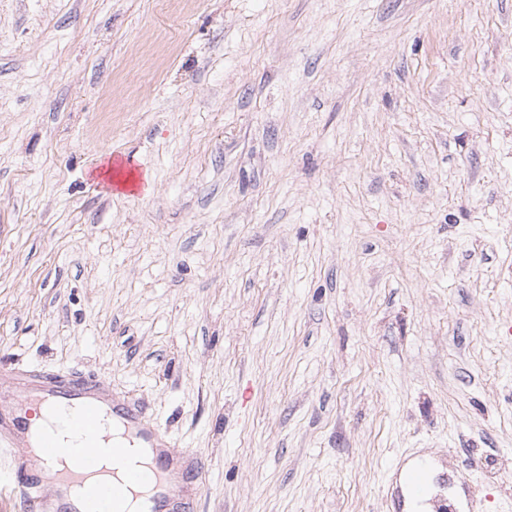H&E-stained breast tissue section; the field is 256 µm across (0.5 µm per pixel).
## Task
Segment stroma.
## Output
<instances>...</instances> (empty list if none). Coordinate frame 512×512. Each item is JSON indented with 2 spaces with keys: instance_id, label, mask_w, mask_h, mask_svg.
I'll use <instances>...</instances> for the list:
<instances>
[{
  "instance_id": "1",
  "label": "stroma",
  "mask_w": 512,
  "mask_h": 512,
  "mask_svg": "<svg viewBox=\"0 0 512 512\" xmlns=\"http://www.w3.org/2000/svg\"><path fill=\"white\" fill-rule=\"evenodd\" d=\"M94 376L199 512L512 496V0H0V365ZM447 481L443 461L425 457L419 450L400 457L384 478L391 512H428L420 506L427 501L431 485H445ZM455 495L459 501L466 506L465 511L458 512H477L487 497L483 495L478 481L474 480L470 473L460 472L459 480L455 485Z\"/></svg>"
}]
</instances>
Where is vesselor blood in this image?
Returning <instances> with one entry per match:
<instances>
[{
    "label": "vessel or blood",
    "mask_w": 512,
    "mask_h": 512,
    "mask_svg": "<svg viewBox=\"0 0 512 512\" xmlns=\"http://www.w3.org/2000/svg\"><path fill=\"white\" fill-rule=\"evenodd\" d=\"M47 407L61 428L79 435L82 448L43 437L31 444L21 417L25 406ZM119 422L126 434L152 455V462L128 470L123 479H97L101 458L120 457L121 445L99 428L102 416ZM0 436L10 448L16 496L37 512H127L134 491L148 497L141 512H196L204 477L202 462L175 448L157 422L142 409L113 399L98 380L46 374L35 368L0 369ZM448 474L443 461L413 451L399 458L384 478L391 512H424L430 488L443 485ZM455 494L466 512H479L484 496L478 481L463 472Z\"/></svg>",
    "instance_id": "1"
}]
</instances>
